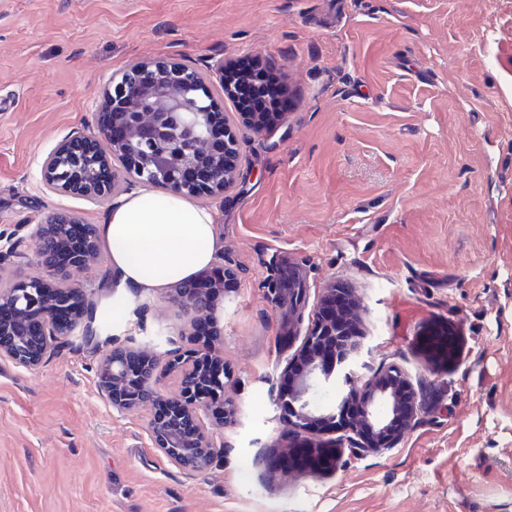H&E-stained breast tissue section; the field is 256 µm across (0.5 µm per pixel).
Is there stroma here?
<instances>
[{"label":"stroma","instance_id":"obj_1","mask_svg":"<svg viewBox=\"0 0 512 512\" xmlns=\"http://www.w3.org/2000/svg\"><path fill=\"white\" fill-rule=\"evenodd\" d=\"M206 70L258 58L291 105L245 124L222 84L240 177L221 197L215 267L224 447L204 472L155 448L146 409L100 394L101 349L80 337L27 369L0 360V512H512V0H0V234L29 235L106 204L44 193L41 157L94 127L106 81L131 63ZM304 321L266 282L288 266ZM349 288L373 346L425 403L394 448L341 449L327 472L282 468L296 437L278 404L284 368L322 290ZM100 336L198 347L168 291L122 287L106 260L84 279ZM433 326L462 361L434 367Z\"/></svg>","mask_w":512,"mask_h":512}]
</instances>
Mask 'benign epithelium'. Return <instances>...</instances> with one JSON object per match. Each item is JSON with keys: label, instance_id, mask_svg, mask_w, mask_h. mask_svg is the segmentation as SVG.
I'll use <instances>...</instances> for the list:
<instances>
[{"label": "benign epithelium", "instance_id": "obj_1", "mask_svg": "<svg viewBox=\"0 0 512 512\" xmlns=\"http://www.w3.org/2000/svg\"><path fill=\"white\" fill-rule=\"evenodd\" d=\"M97 131H75L40 162L41 183L51 193L77 195L92 203L105 201L116 191L120 176L102 177L112 170L111 156L121 155L127 179L162 187L175 195L219 196L237 177L236 150L229 141L218 150L213 145L211 95L200 74L175 59L137 61L110 79L96 103ZM72 237L85 243L82 255L62 260ZM36 265L40 274L23 277L0 289V360L34 368L70 336L96 338L92 315L84 310L87 290L78 274L88 273L99 255L100 240L92 225L68 212H58L37 225ZM347 289H324L298 353L288 367L294 386L281 391L279 401L297 434L333 424L344 400L369 393L359 421L342 428L344 440L356 453L396 447L417 418L421 399L411 378L392 365L370 374L372 345L354 326L344 329L327 309H341ZM223 285L201 275L177 284L172 303L196 326L204 318L216 323ZM307 288L294 275L288 297L294 310L306 301ZM436 360L454 366L460 361L458 338L433 329L426 336ZM221 359L212 348L185 352L173 359L180 371L177 396L167 398L157 388L158 365L148 355L127 345H113L102 355L98 368L102 395L120 412L150 411L151 439L175 467L205 471L224 443L211 418L225 407L224 375L208 376L201 361ZM334 383L341 400L326 411L312 403L320 387ZM170 407L159 416V403ZM305 457L288 465L299 471H326L337 460L338 443H309Z\"/></svg>", "mask_w": 512, "mask_h": 512}]
</instances>
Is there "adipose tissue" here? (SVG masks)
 <instances>
[{
	"instance_id": "adipose-tissue-1",
	"label": "adipose tissue",
	"mask_w": 512,
	"mask_h": 512,
	"mask_svg": "<svg viewBox=\"0 0 512 512\" xmlns=\"http://www.w3.org/2000/svg\"><path fill=\"white\" fill-rule=\"evenodd\" d=\"M215 210L144 187L98 223L110 268L128 288L156 293L208 267L218 251Z\"/></svg>"
}]
</instances>
